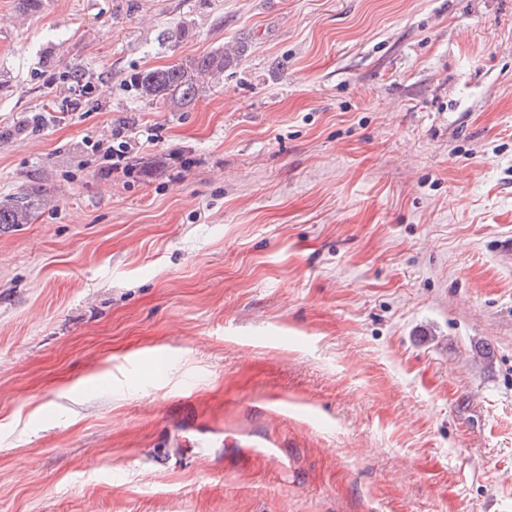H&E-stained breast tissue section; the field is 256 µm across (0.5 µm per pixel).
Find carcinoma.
<instances>
[{
  "label": "carcinoma",
  "instance_id": "1",
  "mask_svg": "<svg viewBox=\"0 0 512 512\" xmlns=\"http://www.w3.org/2000/svg\"><path fill=\"white\" fill-rule=\"evenodd\" d=\"M245 45L218 48L183 62L136 73L130 80L137 95L150 101H163L185 108L205 92L208 81L216 79L236 65ZM37 186L23 190L9 205H0V224H30L38 216L35 198Z\"/></svg>",
  "mask_w": 512,
  "mask_h": 512
}]
</instances>
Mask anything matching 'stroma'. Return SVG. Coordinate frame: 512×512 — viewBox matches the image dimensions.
Masks as SVG:
<instances>
[{
	"mask_svg": "<svg viewBox=\"0 0 512 512\" xmlns=\"http://www.w3.org/2000/svg\"><path fill=\"white\" fill-rule=\"evenodd\" d=\"M31 184L0 512H512V0H0ZM244 48V44L222 47L171 66L144 70L132 76L130 84L140 98L185 108L205 92L209 80L224 76L236 65Z\"/></svg>",
	"mask_w": 512,
	"mask_h": 512,
	"instance_id": "stroma-1",
	"label": "stroma"
}]
</instances>
